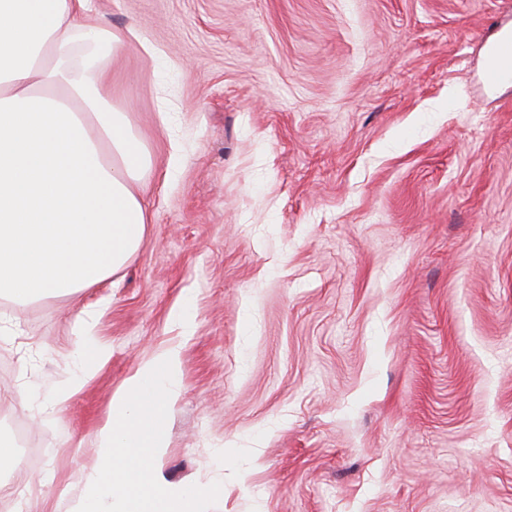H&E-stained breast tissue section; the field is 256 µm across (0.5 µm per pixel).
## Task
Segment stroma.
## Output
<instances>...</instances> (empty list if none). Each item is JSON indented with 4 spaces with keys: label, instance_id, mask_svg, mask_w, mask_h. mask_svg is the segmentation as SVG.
<instances>
[{
    "label": "stroma",
    "instance_id": "1",
    "mask_svg": "<svg viewBox=\"0 0 512 512\" xmlns=\"http://www.w3.org/2000/svg\"><path fill=\"white\" fill-rule=\"evenodd\" d=\"M151 165L146 239L100 287L0 297L12 494L68 512L112 394L178 345L160 465L213 512H512V0H95ZM110 358L61 419L74 320ZM185 308L191 335L171 319ZM509 74L512 75V34L503 35L492 44L485 78L489 83H496Z\"/></svg>",
    "mask_w": 512,
    "mask_h": 512
}]
</instances>
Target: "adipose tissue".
<instances>
[{"label": "adipose tissue", "instance_id": "adipose-tissue-1", "mask_svg": "<svg viewBox=\"0 0 512 512\" xmlns=\"http://www.w3.org/2000/svg\"><path fill=\"white\" fill-rule=\"evenodd\" d=\"M98 32L110 54L124 49V32L99 30L92 0H0V294L18 301L101 285L145 241L132 185L148 156L112 101ZM93 320L77 316L83 366L39 418H60L109 358Z\"/></svg>", "mask_w": 512, "mask_h": 512}]
</instances>
